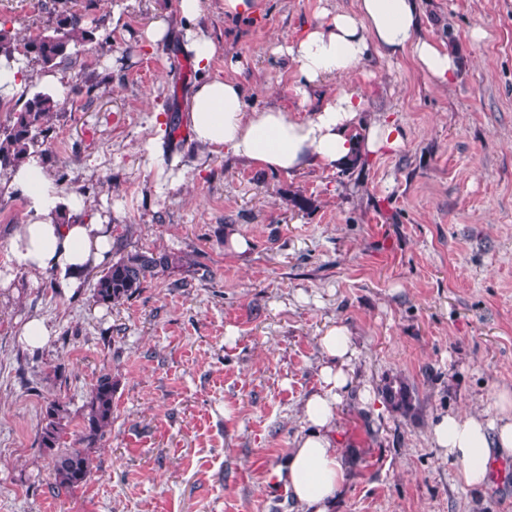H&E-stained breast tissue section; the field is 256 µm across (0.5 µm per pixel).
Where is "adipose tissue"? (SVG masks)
<instances>
[{"label":"adipose tissue","mask_w":512,"mask_h":512,"mask_svg":"<svg viewBox=\"0 0 512 512\" xmlns=\"http://www.w3.org/2000/svg\"><path fill=\"white\" fill-rule=\"evenodd\" d=\"M178 9L185 22L184 48L202 75L186 114L194 140L210 152L289 177L312 167L339 169L403 147L399 127L382 115H364L363 97L347 80L371 55L411 58L438 86L447 85L458 69L455 55L443 43L422 34L421 0H354L353 9L330 14L327 22L306 28L285 48L296 74L292 90L302 104L312 105V112L301 116L278 106L250 111L246 88L236 76L239 61H229L227 76L209 75L221 48L194 25L199 0H178ZM328 81L335 82V92L314 98V91ZM10 183L24 197L28 218L12 231L0 286H10L22 274L49 272L63 295L76 293L87 273L107 260L111 225L84 221L83 198L62 195L37 158L19 166ZM62 214L67 223H59ZM319 347L320 387L304 399L303 425L285 465L273 471L296 512H330L349 472L338 451V410L352 393L365 406L375 399L372 390L355 387V350L346 327H330ZM430 437L458 464L466 486L488 484L493 459L512 456V393H499L491 417L443 414L432 424Z\"/></svg>","instance_id":"1"}]
</instances>
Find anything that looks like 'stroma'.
Masks as SVG:
<instances>
[{
	"label": "stroma",
	"mask_w": 512,
	"mask_h": 512,
	"mask_svg": "<svg viewBox=\"0 0 512 512\" xmlns=\"http://www.w3.org/2000/svg\"><path fill=\"white\" fill-rule=\"evenodd\" d=\"M354 0H259L230 17L201 0L196 24L241 59L248 108L303 112L280 46L324 10ZM96 40L68 66L26 58L20 97L60 100L37 149L85 218L112 226V254L187 256L123 305L92 301L97 272L71 296L44 277L0 288V512H294L269 478L318 390L319 338L347 327L358 384L400 377L416 390L406 416L379 400L338 412L351 478L332 512H512V457L468 487L430 440L452 410L493 411L512 392V0H422L423 32L456 56L433 86L410 58L371 57L351 77L364 109L388 113L405 146L366 159L358 177L313 168L293 177L198 145L186 122L199 79L183 48L178 0H75ZM52 0H0V23L43 32ZM167 21L166 39L144 32ZM87 87L75 97L73 85ZM160 111L178 136L157 133ZM309 199L294 208L293 195ZM247 243L238 253L228 233ZM49 343L29 349L22 324ZM104 373L116 383L111 431L88 484L52 488L40 448L47 399L78 413ZM52 336L51 327L41 318H31L22 327L19 341L26 346L38 348L46 345Z\"/></svg>",
	"instance_id": "stroma-1"
}]
</instances>
